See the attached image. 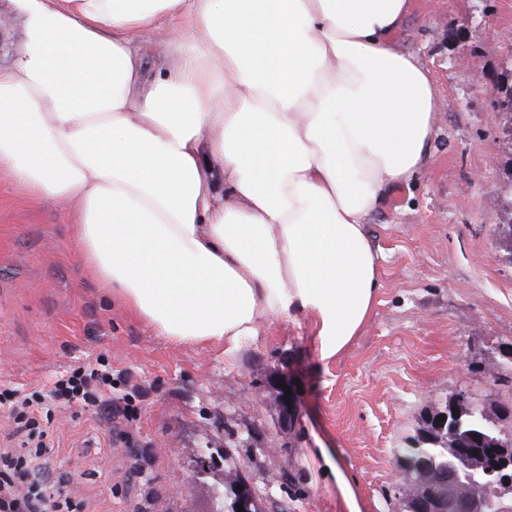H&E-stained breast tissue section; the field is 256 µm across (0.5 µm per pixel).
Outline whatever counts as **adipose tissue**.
Instances as JSON below:
<instances>
[{
	"label": "adipose tissue",
	"instance_id": "1",
	"mask_svg": "<svg viewBox=\"0 0 512 512\" xmlns=\"http://www.w3.org/2000/svg\"><path fill=\"white\" fill-rule=\"evenodd\" d=\"M10 4L0 173L76 203L100 287L175 345L232 356L276 320L338 360L377 299L367 218L431 157L438 98L395 40L410 0ZM305 461L341 512H364L336 449ZM21 39V24L18 20H12L4 26H0V66H6L11 60L15 45Z\"/></svg>",
	"mask_w": 512,
	"mask_h": 512
}]
</instances>
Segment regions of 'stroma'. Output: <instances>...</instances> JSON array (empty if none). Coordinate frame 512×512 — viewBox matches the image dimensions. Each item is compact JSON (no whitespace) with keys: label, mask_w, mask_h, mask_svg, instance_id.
<instances>
[{"label":"stroma","mask_w":512,"mask_h":512,"mask_svg":"<svg viewBox=\"0 0 512 512\" xmlns=\"http://www.w3.org/2000/svg\"><path fill=\"white\" fill-rule=\"evenodd\" d=\"M396 40L436 88L432 157L368 219L377 302L330 365L280 322L231 358L169 343L85 271L71 204L0 176V384L45 391L101 354L129 378L116 394L131 417L36 414L41 463L79 512H204L224 468L196 474L203 447L229 452L268 512H337L303 459L314 440L342 452L366 512H400V451L431 402L512 407V249L496 232L512 211V127L491 120L487 83L512 71V0H411Z\"/></svg>","instance_id":"35a3bbf8"}]
</instances>
